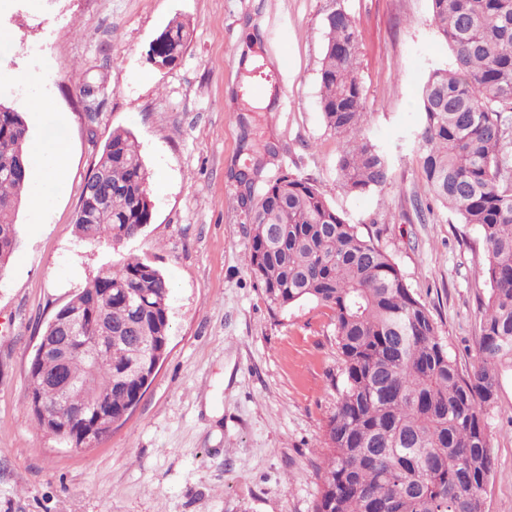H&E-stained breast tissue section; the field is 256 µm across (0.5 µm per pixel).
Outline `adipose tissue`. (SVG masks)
I'll list each match as a JSON object with an SVG mask.
<instances>
[{
	"label": "adipose tissue",
	"mask_w": 512,
	"mask_h": 512,
	"mask_svg": "<svg viewBox=\"0 0 512 512\" xmlns=\"http://www.w3.org/2000/svg\"><path fill=\"white\" fill-rule=\"evenodd\" d=\"M34 119L29 130V156L34 169L57 176L62 174L69 161V143L65 135L59 134L61 117L51 115L44 100L35 99L29 104Z\"/></svg>",
	"instance_id": "1"
}]
</instances>
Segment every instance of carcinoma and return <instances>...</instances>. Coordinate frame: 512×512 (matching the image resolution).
<instances>
[{"mask_svg": "<svg viewBox=\"0 0 512 512\" xmlns=\"http://www.w3.org/2000/svg\"><path fill=\"white\" fill-rule=\"evenodd\" d=\"M431 23L454 56L421 90V168L433 200L481 234L490 287L481 311L476 363L463 373L430 312L391 258L329 205L306 179L282 175L253 187L261 170L239 183L238 203L252 225L247 265L270 304L314 301L332 311L344 381L320 447L329 451L313 512H486L493 469L484 408L512 371V0H430ZM321 110L339 138L336 170L350 193L389 179L387 155L365 132V98L357 75V29L336 10L326 17ZM186 24L159 35L157 62L183 53ZM21 113L0 104V271L17 243L13 216L26 193L17 164L29 168ZM98 208L78 211V237L120 245L150 223L148 172L134 135L116 129L84 186ZM170 286L135 256L103 267L64 305L83 315V335L100 336L112 312V348L99 344L91 364L81 352L63 364L35 352L26 407L37 425L75 447H91L95 425H120L138 404L170 338ZM63 370L80 383L70 405L84 425L61 432L58 386Z\"/></svg>", "mask_w": 512, "mask_h": 512, "instance_id": "carcinoma-1", "label": "carcinoma"}]
</instances>
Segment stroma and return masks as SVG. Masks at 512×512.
Returning <instances> with one entry per match:
<instances>
[{"mask_svg": "<svg viewBox=\"0 0 512 512\" xmlns=\"http://www.w3.org/2000/svg\"><path fill=\"white\" fill-rule=\"evenodd\" d=\"M356 24L357 73L369 137L390 159L381 188L348 193L339 140L320 107V68L333 10ZM175 19L187 46L168 67L150 50ZM13 33L0 102L26 112L44 97L70 141L65 177L46 202L15 214L17 247L0 272V512H312L336 411L342 358L328 309L278 310L246 265L251 224L240 171L313 182L371 237L426 306L462 370L472 368L488 286L476 227L459 223L425 187L416 140L420 89L450 49L430 0H0ZM251 28L257 59L238 58ZM272 89L250 104L254 80ZM137 138L152 218L119 249L76 234L85 178L113 130ZM150 261L170 283V342L121 426L73 448L25 406L26 370L46 323L121 255ZM494 471L487 512H512V374L487 408Z\"/></svg>", "mask_w": 512, "mask_h": 512, "instance_id": "obj_1", "label": "stroma"}]
</instances>
